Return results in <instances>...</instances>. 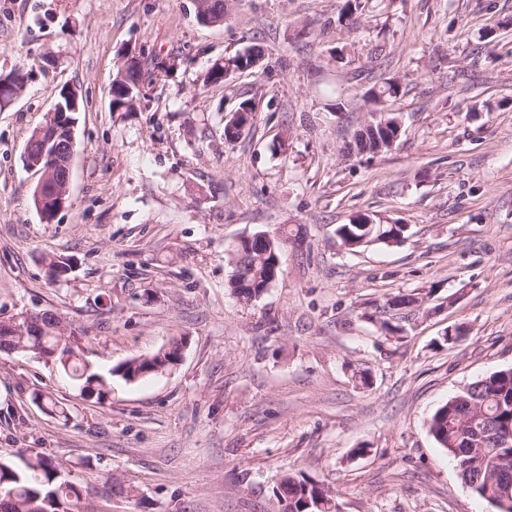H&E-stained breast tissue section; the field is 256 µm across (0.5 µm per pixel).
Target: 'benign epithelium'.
I'll return each mask as SVG.
<instances>
[{"mask_svg":"<svg viewBox=\"0 0 512 512\" xmlns=\"http://www.w3.org/2000/svg\"><path fill=\"white\" fill-rule=\"evenodd\" d=\"M77 105L57 104L48 113V124L41 127L37 135L40 141L39 160L27 161V166L40 174L37 189V208L42 218L50 222L68 200L71 182V165L75 155L76 122L70 113ZM46 330L42 318L31 316L25 325L17 324L16 319L0 320V335L16 338Z\"/></svg>","mask_w":512,"mask_h":512,"instance_id":"1","label":"benign epithelium"}]
</instances>
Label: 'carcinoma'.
I'll return each mask as SVG.
<instances>
[{
  "instance_id": "obj_1",
  "label": "carcinoma",
  "mask_w": 512,
  "mask_h": 512,
  "mask_svg": "<svg viewBox=\"0 0 512 512\" xmlns=\"http://www.w3.org/2000/svg\"><path fill=\"white\" fill-rule=\"evenodd\" d=\"M204 10H196L205 24L224 23L227 9L224 0H199ZM262 58L259 47H249L227 58L215 60L203 78V85L217 84L228 79L227 73L250 69L255 59ZM143 81L142 63L137 57H125L112 80V111L129 112L133 100L140 98L138 83ZM376 131L354 135L348 152L374 156L386 151L384 137L395 134L394 126L401 121L395 112H381L371 118ZM407 224H373L368 216L357 215L348 224H338L336 241L344 249L357 252L375 245L395 246L407 238ZM290 229L283 228L272 235L269 243L256 241L242 245L230 254L232 273L226 283L238 299L246 302L260 298L271 286L274 259L281 255L291 239ZM421 299L414 294H395L386 299L390 310L417 307ZM24 344L50 353V362L79 382L81 391L99 401L112 395V379L90 369L77 351L71 337L52 333L27 336ZM179 341L146 356L141 366L165 372L174 367ZM429 434L437 446L456 461L462 482L477 496L495 506L512 502V443L506 445L488 435L489 429H512V368L500 369L470 383L458 394L439 406L427 421ZM278 512H338L333 492L325 485L302 473L282 475L274 489ZM82 492L63 481L58 466L42 455L29 458V464L18 468L0 461V502L4 512H81Z\"/></svg>"
}]
</instances>
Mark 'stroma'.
I'll return each mask as SVG.
<instances>
[{"mask_svg":"<svg viewBox=\"0 0 512 512\" xmlns=\"http://www.w3.org/2000/svg\"><path fill=\"white\" fill-rule=\"evenodd\" d=\"M362 2L344 20L343 0H229L214 26L195 0H0V71L34 70L0 109V316L55 311L102 373L184 342L175 369L113 375L103 402L0 353V459L52 458L84 512H277L273 489L298 470L339 512H498L426 422L512 368V0ZM253 45L254 70L200 88L215 60ZM130 52L171 70L116 112ZM391 79L399 141L343 156L377 108L368 91ZM65 86L81 97L78 149L47 223L23 153ZM247 99L250 131L226 142L224 115ZM359 214L409 225L406 242L346 253L334 229ZM286 226L303 235L281 276L238 300L228 244ZM52 256L72 266L54 281ZM399 292L422 305L385 309ZM458 324L462 341L439 347Z\"/></svg>","mask_w":512,"mask_h":512,"instance_id":"35a3bbf8","label":"stroma"}]
</instances>
